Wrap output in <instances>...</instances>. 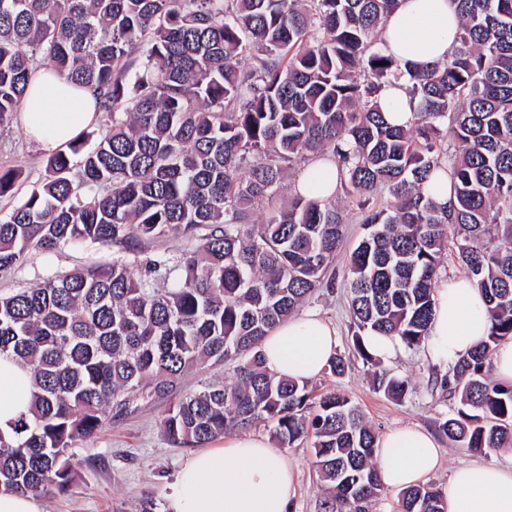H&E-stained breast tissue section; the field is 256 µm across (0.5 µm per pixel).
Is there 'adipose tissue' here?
I'll use <instances>...</instances> for the list:
<instances>
[{
  "instance_id": "1",
  "label": "adipose tissue",
  "mask_w": 512,
  "mask_h": 512,
  "mask_svg": "<svg viewBox=\"0 0 512 512\" xmlns=\"http://www.w3.org/2000/svg\"><path fill=\"white\" fill-rule=\"evenodd\" d=\"M456 0H401L383 25L382 50L408 70L446 59L456 48ZM407 74L390 79L378 101L386 120L405 126L417 110L406 92ZM98 118L91 91L55 73H36L25 96L22 120L28 135L48 153L63 149ZM331 159L319 158L298 176L303 198L330 197L339 189ZM434 318L426 357L448 366L488 332L485 302L465 278H445L435 291ZM336 350V331L317 313L304 311L265 337L262 353L269 371L294 380L317 377ZM33 382L11 358L0 356V430L28 415ZM376 459L385 487L402 490L423 484L440 466L442 450L427 431L401 426L378 440ZM297 471L288 458L259 435L226 438L183 462L167 495L168 512H288ZM446 512H512V464L472 463L455 467L448 479Z\"/></svg>"
}]
</instances>
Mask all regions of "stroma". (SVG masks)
<instances>
[{"instance_id":"1","label":"stroma","mask_w":512,"mask_h":512,"mask_svg":"<svg viewBox=\"0 0 512 512\" xmlns=\"http://www.w3.org/2000/svg\"><path fill=\"white\" fill-rule=\"evenodd\" d=\"M46 159V153L29 139L20 117H13L0 130V167L18 168L23 173L17 195L0 198V216L12 210L20 193L42 179ZM362 233V225L347 224L332 265L333 284L319 290L307 304L308 309L319 311L335 325L337 350L350 357L351 368L339 378L322 373L311 384L320 392L335 390L348 395L378 433L403 424L437 432L439 420L451 414L456 400L435 388L436 369L424 359L422 350H402L389 363L396 374L409 377L412 383L411 392L401 402L376 392L368 368L354 355L345 279L350 253ZM111 259V250L95 248L64 249L46 259L37 256L22 268L0 271V292L28 288L48 274ZM232 369V363L226 362L191 370L169 397L135 400L127 415L107 420L95 436L76 442L78 475L66 492L40 497L42 512H140V504L147 497L155 500L157 512H166L168 486L188 451L167 440L161 419L172 401L205 385L223 382ZM286 454L298 469V489L290 512H323L326 490L313 466V448L309 443H298Z\"/></svg>"}]
</instances>
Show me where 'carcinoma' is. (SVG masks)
<instances>
[{
    "label": "carcinoma",
    "mask_w": 512,
    "mask_h": 512,
    "mask_svg": "<svg viewBox=\"0 0 512 512\" xmlns=\"http://www.w3.org/2000/svg\"><path fill=\"white\" fill-rule=\"evenodd\" d=\"M398 4L0 0V128L41 61L95 93L105 127L96 144L77 139L50 155L42 180L0 218V270L67 247L113 250L110 262L0 293V355L35 386L30 416L0 430L1 489L68 490L75 442L110 413L233 361L231 379L168 408V441L198 447L262 423L277 448L311 443L330 490L325 512H365L383 495L378 435L357 405L276 376L261 356L268 332L332 284L346 224L336 199L280 202L285 172L327 152L365 230L346 282L353 348L373 388L395 401L412 390L363 337L425 342L452 226L490 329L435 380L457 398L438 427L470 453L512 446V384L492 363L493 347L512 339V0H457L458 47L410 76L418 109L405 127L377 105L401 71L379 47ZM436 170L452 180L449 210L425 192ZM20 177L1 169L0 197ZM174 231L186 240L180 254L146 252ZM400 506L445 512V492L418 485Z\"/></svg>",
    "instance_id": "carcinoma-1"
}]
</instances>
